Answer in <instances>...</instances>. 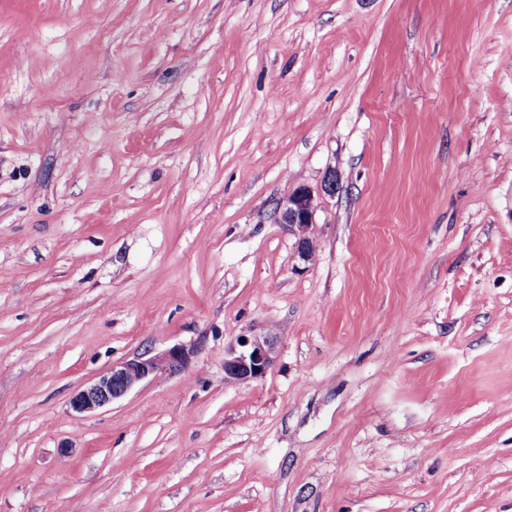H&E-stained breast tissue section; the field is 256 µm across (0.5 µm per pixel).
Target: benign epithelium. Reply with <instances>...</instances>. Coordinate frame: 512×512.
<instances>
[{"label":"benign epithelium","mask_w":512,"mask_h":512,"mask_svg":"<svg viewBox=\"0 0 512 512\" xmlns=\"http://www.w3.org/2000/svg\"><path fill=\"white\" fill-rule=\"evenodd\" d=\"M317 200L314 190L300 185L278 201L277 223L283 224L297 237L300 259L308 262L316 251L311 230L316 224ZM193 351L179 345L151 356H138L121 361L78 390L70 400V408L78 415H88L112 404L149 378L184 372L191 363ZM275 339L253 335L224 350V378L246 383L264 377L274 366Z\"/></svg>","instance_id":"7a95c632"}]
</instances>
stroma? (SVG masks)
Wrapping results in <instances>:
<instances>
[{"label": "stroma", "instance_id": "35a3bbf8", "mask_svg": "<svg viewBox=\"0 0 512 512\" xmlns=\"http://www.w3.org/2000/svg\"><path fill=\"white\" fill-rule=\"evenodd\" d=\"M0 512H512V0H0ZM317 208L315 192L307 185L289 191L275 208L277 223L285 224L288 231L297 237L298 255L305 262L312 260L316 251L311 230L316 224ZM275 344L271 336H242L236 345L224 350V378L230 382L246 383L264 377L274 366ZM193 354V350L175 345L151 356L112 364L109 370L72 396L70 408L78 415L95 413L149 378L186 371Z\"/></svg>", "mask_w": 512, "mask_h": 512}]
</instances>
